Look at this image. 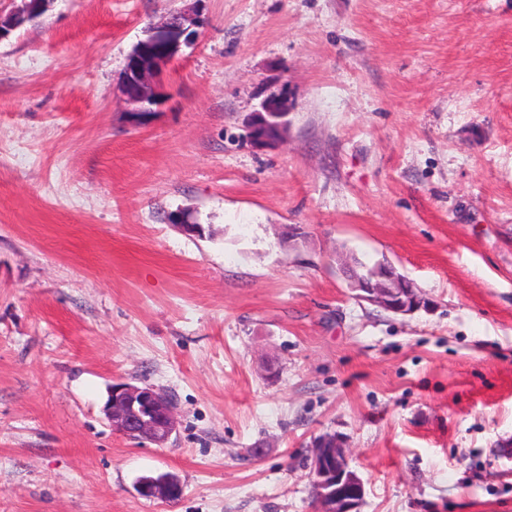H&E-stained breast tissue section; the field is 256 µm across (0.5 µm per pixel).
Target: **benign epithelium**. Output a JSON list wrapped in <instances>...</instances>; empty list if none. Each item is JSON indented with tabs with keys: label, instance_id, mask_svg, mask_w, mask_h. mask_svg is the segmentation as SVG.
Returning a JSON list of instances; mask_svg holds the SVG:
<instances>
[{
	"label": "benign epithelium",
	"instance_id": "7a95c632",
	"mask_svg": "<svg viewBox=\"0 0 512 512\" xmlns=\"http://www.w3.org/2000/svg\"><path fill=\"white\" fill-rule=\"evenodd\" d=\"M48 2L21 0L13 10L0 11V39L27 23L36 22L41 7ZM197 24L196 14L189 10L178 11L150 27L147 38L132 50L120 87L131 117L154 112L162 104L165 68L179 54L182 37L189 36L191 28ZM286 116L287 111L277 98L263 99L249 125L251 141L257 145L277 142L286 126ZM170 220L187 235L199 236L203 232L201 225L192 223L181 212L172 215ZM348 285L357 299L394 314L407 315L430 306L429 300L390 265H357L349 272ZM104 413L115 430L158 445L167 443L176 430L175 406L151 386L113 384ZM312 448L316 512H360L364 484L351 467L345 441L335 434H325L314 440ZM137 490L144 497L170 501L181 496L182 485L172 475L159 474L138 479Z\"/></svg>",
	"mask_w": 512,
	"mask_h": 512
}]
</instances>
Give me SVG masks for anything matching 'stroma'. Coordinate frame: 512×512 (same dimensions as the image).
I'll return each mask as SVG.
<instances>
[{"label": "stroma", "instance_id": "1", "mask_svg": "<svg viewBox=\"0 0 512 512\" xmlns=\"http://www.w3.org/2000/svg\"><path fill=\"white\" fill-rule=\"evenodd\" d=\"M178 9L134 124L127 57ZM342 253L430 309L358 300ZM119 382L173 399L165 445L113 430ZM326 432L361 512H512V0H49L0 39V512H315ZM198 24L197 15L184 10L170 14L158 25L149 28L146 39L132 50L121 82L120 93L126 112L138 118L156 112L165 99L163 75L168 64L179 54L191 28ZM288 112L275 97H267L260 103L249 125V137L257 145L275 143L286 126ZM137 490L144 497L170 501L181 496L182 485L172 475L159 474L139 478Z\"/></svg>", "mask_w": 512, "mask_h": 512}]
</instances>
